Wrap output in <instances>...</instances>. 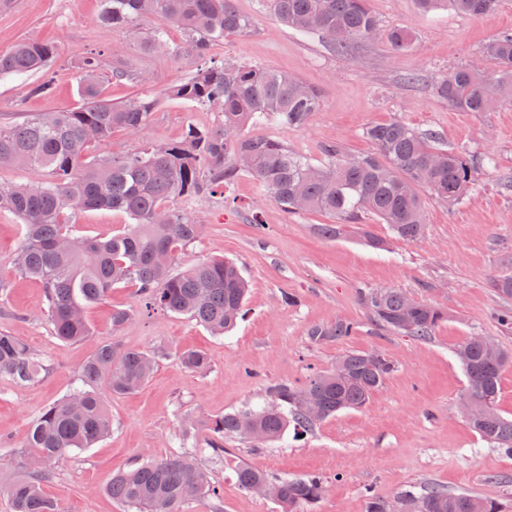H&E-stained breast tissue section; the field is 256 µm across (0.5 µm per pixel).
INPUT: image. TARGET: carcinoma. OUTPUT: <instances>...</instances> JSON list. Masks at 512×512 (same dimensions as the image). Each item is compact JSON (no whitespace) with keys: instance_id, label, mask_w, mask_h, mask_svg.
<instances>
[{"instance_id":"cac0c4a2","label":"carcinoma","mask_w":512,"mask_h":512,"mask_svg":"<svg viewBox=\"0 0 512 512\" xmlns=\"http://www.w3.org/2000/svg\"><path fill=\"white\" fill-rule=\"evenodd\" d=\"M98 21L124 29L135 19L154 17L160 24L141 42L144 52L206 56L210 44L249 30L250 20L234 0H99ZM262 6L289 28L318 34L337 53L380 35L379 22L368 0H261ZM501 0H417L425 12L444 6L471 17L491 15ZM184 33L179 45L170 44L166 29ZM387 41L396 53L412 45L411 33L393 28ZM55 48L38 39L17 42L0 51V78L34 76L30 96L53 92L48 64ZM492 61L498 75L485 74L483 61ZM98 58L89 56L78 67L83 104L67 112L34 113L16 124L0 125V166L23 165L48 173L44 181L25 186H0V210L17 215L25 227L14 259V272L35 278L45 288L47 317L55 336L77 342L92 334L86 319L89 306L102 301L112 287H138L142 312L188 315L212 334L231 331L242 314L248 291L238 267L224 260H206L176 270L179 248L202 232L191 213L177 206L224 192L241 175L251 177L284 213L296 216L320 212L335 219L320 232L334 237L348 224L371 214L389 225L395 237L416 241L423 236L422 191L448 204L460 202L469 191L472 170L459 152L444 145L437 133L393 121L368 127L374 152L350 157L338 143L323 146L327 162L312 163L284 143L248 137L250 123L275 122L302 127L320 110L321 94L313 86L284 72L226 61L204 67L165 90L171 99L215 106L222 112L214 126H190L174 143L145 145L121 158L102 156L95 149L115 128L137 134L157 108L154 99L132 98L114 104L101 95ZM436 94L461 112H489L512 103V33L489 41L482 58L439 78ZM108 207L125 213L126 230L107 239L77 237L63 220L65 211ZM361 301L376 324L406 336L425 340L447 319L444 309L394 289H369ZM353 324L338 320L308 331L314 341L351 335ZM468 386L462 399L473 401L478 415L468 424L483 440L512 452V419L496 407L500 377L512 364V352L490 336H471L455 350ZM180 364L202 370L207 356L185 351ZM146 352L119 342L99 346L84 365L82 386L44 410L28 433L29 468L7 490L12 512H59L42 484L46 464L63 460L74 450L92 447L112 431V419L97 386L114 394L141 388L154 371ZM44 364L15 336L0 332V378L17 384L35 381ZM395 371L381 353L348 351L328 371L314 372L300 386L278 383L268 389V401L259 409L226 413L206 423V447L217 452L224 437L239 435L258 443L280 439L289 427L308 431L347 408H361ZM314 400L319 413L311 414ZM237 480L250 490L267 484L277 491L276 502L287 512L312 504L324 492L315 476L272 477L245 463ZM194 498L217 497L219 489L207 472L183 457L148 459L139 466L112 475L106 494L136 512H186ZM403 498L417 502V512H500L499 504L467 494H449L432 488Z\"/></svg>"}]
</instances>
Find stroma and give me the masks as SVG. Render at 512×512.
<instances>
[{
  "mask_svg": "<svg viewBox=\"0 0 512 512\" xmlns=\"http://www.w3.org/2000/svg\"><path fill=\"white\" fill-rule=\"evenodd\" d=\"M235 5L249 17V31L212 43L201 60L143 53L140 43L156 19L115 30L98 22L99 0H0V51L26 38L56 48L49 66L53 95L29 98L24 79L0 78V124L76 108L78 66L96 54L102 61L100 85L112 102L158 101L139 134L116 129L100 147L123 156L145 143L179 140L188 126L213 125L218 108L168 99L164 91L204 65L232 60L288 72L322 97L321 110L305 126L255 125L247 127L248 136L283 141L318 164L324 144L367 154L373 146L366 127L401 121L435 131L475 162L471 188L456 205L425 195V230L416 241L394 238L387 225L364 216V227L386 240L383 250L353 235L324 237L319 227L329 216H288L245 175L224 192L184 201L204 233L178 252V267L229 259L250 284L246 315L223 336L185 316L141 315L136 286L121 284L87 309L92 335L78 343L59 340L43 312L41 283L13 272L24 226L14 214L0 211V276L9 283L0 291V331L18 336L47 367L32 384L0 379V441L6 444L0 450V512H11L7 489L24 471L29 430L46 407L79 386L83 366L105 340L152 354L154 372L133 393L101 391L112 413L111 433L50 464L43 490L61 512H128L105 494L113 473L146 457L177 455L196 457L220 489L219 498L193 501L187 512H281L277 502L239 486L234 469L242 462L273 476L322 478L321 498L299 512H368L370 498L392 501L404 491L420 494L432 486L490 498L512 512V453L484 441L463 417L460 398L467 378L455 356L457 345L471 336L494 337L512 351V328L498 322L500 314L512 311V298L490 286L492 278L512 275V190L503 187L512 180V105L461 112L434 91L448 71L477 59L486 42L512 32V0H502L496 13L484 17L446 9L423 13L415 0H370L383 32L408 28L413 44L396 54L383 36L350 56L331 51L321 36L288 28L258 0H235ZM116 56L128 58L147 80L113 81ZM410 73L418 74V82H407ZM65 219L74 235L89 238L111 237L129 222L109 209L69 212ZM380 288L403 290L445 309L448 318L425 340L384 330L360 300L361 292ZM288 295L294 304H285ZM116 308L136 315L117 331ZM339 319L354 323L351 336L310 340L312 325ZM184 350L204 352L208 368H183L177 355ZM348 351H376L396 366L364 407L342 410L308 433L289 432L274 443L233 436L225 438L221 453L205 447L204 420L261 406L268 386L301 385Z\"/></svg>",
  "mask_w": 512,
  "mask_h": 512,
  "instance_id": "1",
  "label": "stroma"
}]
</instances>
